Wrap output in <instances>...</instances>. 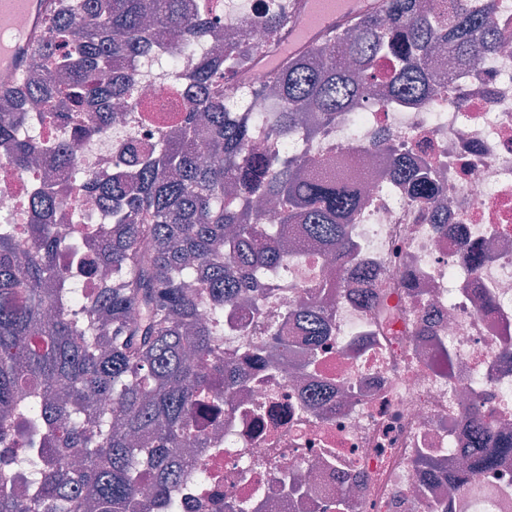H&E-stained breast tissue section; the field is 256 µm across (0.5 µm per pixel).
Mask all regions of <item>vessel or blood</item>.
<instances>
[{
  "label": "vessel or blood",
  "instance_id": "1",
  "mask_svg": "<svg viewBox=\"0 0 512 512\" xmlns=\"http://www.w3.org/2000/svg\"><path fill=\"white\" fill-rule=\"evenodd\" d=\"M377 6V0H301L278 57L300 52L326 31L366 15ZM50 8L51 0H0V92L16 87L33 45L45 36ZM19 17L25 18L24 27H15L14 21Z\"/></svg>",
  "mask_w": 512,
  "mask_h": 512
}]
</instances>
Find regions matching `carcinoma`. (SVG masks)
I'll return each instance as SVG.
<instances>
[{
    "label": "carcinoma",
    "mask_w": 512,
    "mask_h": 512,
    "mask_svg": "<svg viewBox=\"0 0 512 512\" xmlns=\"http://www.w3.org/2000/svg\"><path fill=\"white\" fill-rule=\"evenodd\" d=\"M498 0H381L362 18L325 32L300 54L254 85L248 75L288 34L299 0L270 6L257 23L261 43L224 40V48L186 75L188 111L177 139L148 148L133 185L88 176L83 188L99 193L112 211L94 254L85 252L78 225L62 233L56 195L35 191L29 201L36 223L18 240L16 224L0 222V512H164L186 475L183 449L206 448L204 409L224 404V394L249 380L244 359L260 358L279 341L268 336L245 357L224 353V311L240 303L263 267L286 261L280 238L298 228L303 241L327 249L363 300L377 301L371 271L358 261L350 226L361 206L357 188L304 174L298 155L253 153L254 121L232 113L234 103L278 98L268 133L282 139L309 124L308 135L351 112L372 82L389 100L423 103L432 96L431 62L448 52L459 65L476 66L503 40L493 23ZM213 0L194 13L181 0H56L52 36L31 57L46 62L62 54L61 85L47 76L19 80L10 96L14 112L0 114V155L18 169L41 158L32 140L18 136L35 101L53 100L50 119L63 123L85 105L91 76L100 121L112 104L132 97L126 65L137 54L153 60L185 52L206 32ZM172 35L156 52L145 20ZM208 155L202 164L199 154ZM390 176L422 209L435 206L441 189L430 163L391 157ZM255 198L280 203L269 217L251 207ZM69 238L72 276L59 268L60 243ZM104 271L97 287L85 277ZM317 350L329 330V312L303 299L291 312ZM67 400H58L59 390ZM473 472L496 464L512 442L486 446L491 424L474 411Z\"/></svg>",
    "instance_id": "1"
}]
</instances>
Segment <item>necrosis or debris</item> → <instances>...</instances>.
I'll use <instances>...</instances> for the list:
<instances>
[{
	"instance_id": "1",
	"label": "necrosis or debris",
	"mask_w": 512,
	"mask_h": 512,
	"mask_svg": "<svg viewBox=\"0 0 512 512\" xmlns=\"http://www.w3.org/2000/svg\"><path fill=\"white\" fill-rule=\"evenodd\" d=\"M262 0L224 7L210 17L220 31L262 38L255 17ZM501 50L477 69L439 64L441 97L423 105L385 103L367 90L359 112L337 118L305 145L332 170L352 175L365 204L351 226L363 262L389 298L364 305L322 248L295 247L283 264L253 283L244 309L224 321V348L252 338L239 331L254 315L281 327L290 364L252 367L242 403L225 408L221 443L189 448L214 476L186 481L181 512H223L228 499L250 498L259 512H333L337 473L360 478L359 512H421L424 501L456 512L444 483H427L419 467L431 449L438 468L452 469L469 445L468 409L493 413L498 432L512 434V0H499ZM142 102L158 116L180 111L185 88L167 76L131 66ZM94 105L64 124L34 119L27 131L48 152L66 149L69 175L52 167L18 170L0 161V222L30 224L35 189L58 184L65 223L102 224L94 194L69 187L84 174L111 180L118 160L135 162L159 135L155 125L85 124ZM435 161L445 186L442 219L423 215L388 174V153ZM483 249L477 270L465 246ZM334 281L322 289L324 280ZM313 294L332 321L315 365L306 366L302 339L286 311ZM302 475L305 494L283 493L284 473ZM467 512H503L497 491L512 490V454L475 478Z\"/></svg>"
}]
</instances>
